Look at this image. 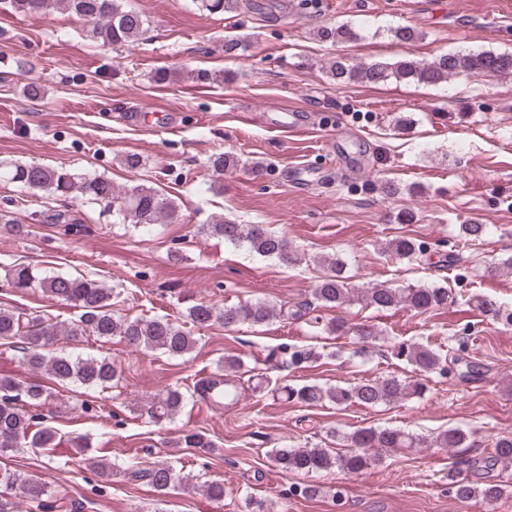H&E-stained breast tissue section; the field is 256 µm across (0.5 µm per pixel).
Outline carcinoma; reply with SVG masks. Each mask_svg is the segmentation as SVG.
I'll return each instance as SVG.
<instances>
[{
	"label": "carcinoma",
	"instance_id": "1",
	"mask_svg": "<svg viewBox=\"0 0 512 512\" xmlns=\"http://www.w3.org/2000/svg\"><path fill=\"white\" fill-rule=\"evenodd\" d=\"M10 8L26 16L35 17L50 11L74 15L91 23L87 37L103 46H122L132 43L143 33L144 16L132 7L123 5V0H7ZM203 10L210 13H234L248 7L246 0H200ZM320 39L332 44L349 41L356 37L348 25L323 27ZM330 77L336 83L357 81L378 84L390 78L413 80L438 85L450 79L466 75L469 77H492L512 75V53L492 51L447 53L430 61L419 62L408 59L395 62L373 61L353 66L342 60L332 62ZM213 175L224 176V172L238 166V161L219 153L210 159ZM0 179L17 183L29 190L47 192L56 197L73 194L95 204H103L122 221L131 224L154 225L174 223L179 210L174 201L158 194L144 185L119 187L103 177H86L64 167H48L36 163H0ZM198 233L207 237H219L233 246H242L249 251L283 265L298 261L297 250L285 237L264 224H235L218 217L211 224H202ZM488 234L486 224H462L460 240L466 244L484 240ZM382 251L397 260L424 263L429 260L428 248L421 242L406 237L392 238L382 245ZM326 272L313 290L314 303L321 308H339L356 301L377 310L403 307L417 314H424L448 305V289L436 285H413L407 288H392L379 285L355 292L349 288L344 276L345 263L336 256L320 259ZM11 286L18 290L39 288L56 302L81 310L79 319L70 323L52 318H29L23 312L0 308V340L18 344L25 355L30 370L45 371L52 379L61 383H76L88 389H109L119 380V371L108 357L84 358L63 350L48 352L61 341L78 344L82 339L96 337L107 342L115 337L131 349L159 351L170 358H180L190 353L196 338L186 327L167 318L122 317L112 311L114 290L94 280L72 277L63 273H46L29 265H15L6 271ZM476 307L495 323L512 325V310L504 308L488 297L475 298ZM306 315L303 308L293 312L278 309L265 300H250L244 303L226 304L217 308L208 302H199L188 308L186 318L193 327L201 330L215 323L231 331L241 325L266 326L277 318L300 319ZM309 326L320 333L336 336L351 335L360 345V350L377 346L384 335L377 326L361 323L350 325L344 320H325L320 315L307 319ZM323 353L310 345L288 344L274 347L266 360L274 367L288 366L294 369L307 368L321 359ZM396 356L411 366V375L388 374L375 379H362L346 386L325 387L318 383L296 385L280 384L263 371L247 374L243 360L238 356L224 358L217 377L220 378L215 397L225 404L236 402L242 391L251 389L279 394L304 407H323L332 404L339 408L361 406L374 408L411 398L422 397L427 390L430 377L445 375L450 364L458 358H449L442 349L424 343H401ZM53 399L50 388L38 382L17 381L0 378V456L21 447H59L54 427L36 420L31 410L38 409ZM187 396L179 388H167L154 395L146 403V414L156 423L173 419L185 407ZM341 450L330 448H274L269 458L276 467L293 473L309 475L327 472L334 468L357 474L391 453L411 448H469L470 436L460 428L439 432L427 440L405 430L391 427H361L338 434L330 431ZM176 448H209L215 444L201 431L188 430L174 444ZM512 463V435L496 438L493 453L487 457L474 456L468 459L469 468H490L498 464ZM132 479L145 477L159 492H166L183 476L165 461L156 463L147 470L130 469ZM448 484L460 500L480 498L486 512H498L502 501L512 496V486L500 481L473 482L461 476L456 469L448 472ZM48 495V485L21 472L0 469V512H14L12 498L19 496L31 503L41 504Z\"/></svg>",
	"mask_w": 512,
	"mask_h": 512
}]
</instances>
